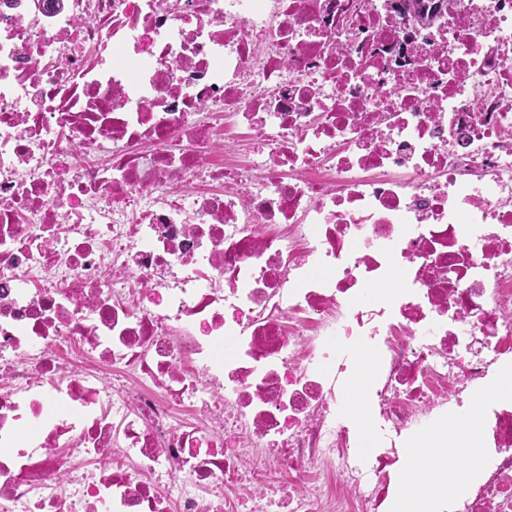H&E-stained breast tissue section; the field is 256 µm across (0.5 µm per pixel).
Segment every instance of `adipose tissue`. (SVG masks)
<instances>
[{"label": "adipose tissue", "mask_w": 512, "mask_h": 512, "mask_svg": "<svg viewBox=\"0 0 512 512\" xmlns=\"http://www.w3.org/2000/svg\"><path fill=\"white\" fill-rule=\"evenodd\" d=\"M476 418L435 429L409 449L407 482L412 491L394 504L393 512H437L441 496H461L469 477L479 474L483 458L475 447Z\"/></svg>", "instance_id": "1"}]
</instances>
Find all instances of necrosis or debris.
Segmentation results:
<instances>
[{"label": "necrosis or debris", "instance_id": "obj_1", "mask_svg": "<svg viewBox=\"0 0 512 512\" xmlns=\"http://www.w3.org/2000/svg\"><path fill=\"white\" fill-rule=\"evenodd\" d=\"M511 366L512 0H0V512H512ZM402 2V9L408 16V23L417 26H429L434 21L435 17L443 9L448 8V3L451 0H439V1H425V0H403L393 1ZM442 2L444 7L439 6ZM364 354H365L364 351H361V350L355 351L354 354H353L354 366H353L352 371H351L350 382H349L350 399L352 398V387H353V385H354V390L356 392V395L353 397V399L351 401V404H350V407H349L350 399H349V401L347 403V406H346V410L348 411V413L349 414L351 413L350 415L355 417V419L360 421V422L364 421L365 418H366V411H365V409H364L360 399H361V396H362V393L364 392V390L369 386L368 385L369 384L368 381L370 380V377H371V370H370V368L366 364V357L364 359L363 367H362L361 371L357 375V380H356L355 384H354V380H355V376H356L357 371H358V361L360 363V360H361V358H362V356ZM365 384H367V385L361 391L362 387ZM358 393H359V396H358ZM359 397H360V399H359ZM476 415L466 423L441 426L421 440L408 445L407 483L413 491L394 503L393 512H436L440 497L462 496L470 488L462 472L471 477L483 468V458L475 448Z\"/></svg>", "mask_w": 512, "mask_h": 512}]
</instances>
